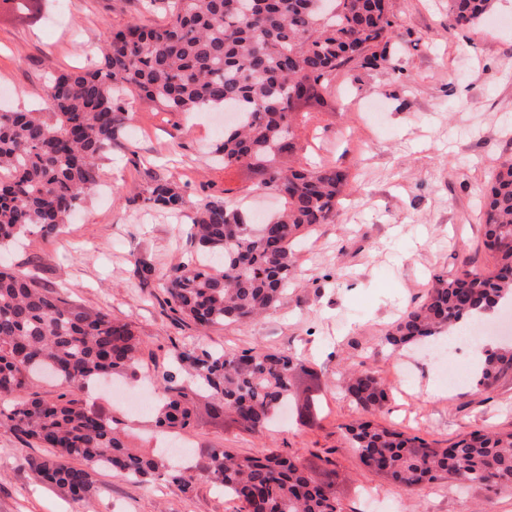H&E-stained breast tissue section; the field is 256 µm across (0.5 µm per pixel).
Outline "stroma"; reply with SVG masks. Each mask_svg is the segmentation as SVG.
I'll return each mask as SVG.
<instances>
[{
    "label": "stroma",
    "instance_id": "obj_1",
    "mask_svg": "<svg viewBox=\"0 0 512 512\" xmlns=\"http://www.w3.org/2000/svg\"><path fill=\"white\" fill-rule=\"evenodd\" d=\"M396 26L387 61L356 66L335 79V110L295 107L296 133L312 161L349 174L335 223L321 224L295 246L297 283L272 314L242 327L205 328L171 311L158 274L195 247L185 234L191 207L174 214L145 204L148 188L169 183L188 200H226L265 216L279 198L261 188L247 165L214 160L224 138L223 113L167 112L126 97L122 128L101 162V181L82 200L81 220L50 238L29 235L0 250V264L91 311L132 323L143 341L137 376L153 382L183 349L288 351L301 360L297 387L316 386L323 415L289 413L287 426L264 436L198 400L193 429L181 438L194 462L208 449L248 455L280 448L299 456L315 477L332 478L343 512H369V500L398 512H512V493L494 486L460 489L438 480L410 492L365 471L344 425L360 411L342 383L367 367L389 401L375 422L446 447L477 429L512 431V373L490 388L468 380L440 384L441 366L465 361L466 342L433 350H392L385 332L424 297L433 276L452 275L465 259L487 267L479 212L498 163L512 156V0H493L470 29L448 26V0H392ZM141 0H68L64 23L53 13L18 22L0 16V99L12 110L44 111L47 76L85 66L106 31L141 18ZM380 107L367 120L365 107ZM155 278L142 280L139 262ZM83 407L123 419L127 444L150 454L159 436L152 413L134 415L110 393L84 394ZM44 449L0 428V512H236L238 505L207 477L192 490L172 481L98 470L99 490L83 501L40 482L27 463Z\"/></svg>",
    "mask_w": 512,
    "mask_h": 512
}]
</instances>
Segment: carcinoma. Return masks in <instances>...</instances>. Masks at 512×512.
I'll return each mask as SVG.
<instances>
[{"instance_id":"obj_1","label":"carcinoma","mask_w":512,"mask_h":512,"mask_svg":"<svg viewBox=\"0 0 512 512\" xmlns=\"http://www.w3.org/2000/svg\"><path fill=\"white\" fill-rule=\"evenodd\" d=\"M49 0H0V12L38 16ZM143 0L162 12L159 25L140 21L107 32L91 69L59 71L44 88L43 112L0 111V247L26 234L55 235L97 185L99 162L123 121L113 91L142 95L170 112L214 104L235 114L219 152L224 166L260 168L262 187L279 193L278 218L256 226L222 200L189 203L158 183L147 200L173 212L194 206L187 235L199 254L161 276L175 310L201 326L244 325L276 309L294 278L293 245L319 224L336 221L347 174L330 163L285 166L297 150L295 99L325 101L336 74L357 59L386 61L393 33L382 0ZM491 0H448L456 28L489 12ZM483 247L493 268L465 263L438 275L424 298L385 334L393 348L426 345L481 310L512 300V159L497 166L483 213ZM142 341L130 323L89 311L38 287L19 270L0 269V428L49 449L29 466L74 499L96 491L106 467L133 477H166L188 490L195 478L154 455L130 451L118 420L86 411L77 399L90 382L133 376ZM297 357L288 351L185 349L157 376L155 427L181 434L195 423L196 401L228 413L261 434L288 404ZM512 371V349L486 356L477 384L490 386ZM48 372L68 387L54 400L15 401ZM347 396L366 413L382 410L387 388L367 369L346 381ZM363 467L406 489L446 478L457 484L512 489V432L475 431L442 448L371 420L345 426ZM208 477L240 504L239 512H342L336 489L315 479L298 456L280 448L236 456L212 448Z\"/></svg>"}]
</instances>
